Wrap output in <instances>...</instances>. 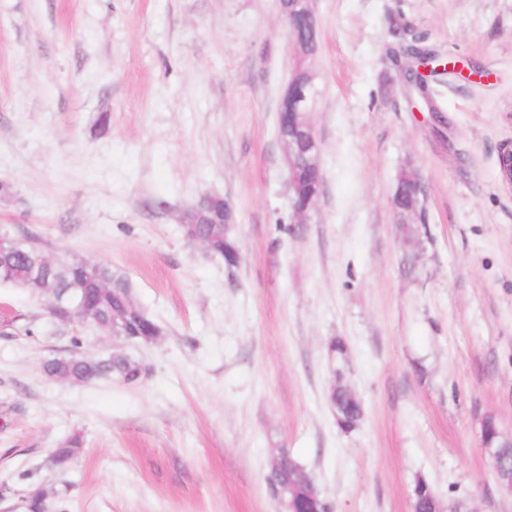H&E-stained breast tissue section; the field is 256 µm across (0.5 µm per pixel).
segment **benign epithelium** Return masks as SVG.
Listing matches in <instances>:
<instances>
[{"label":"benign epithelium","instance_id":"7a95c632","mask_svg":"<svg viewBox=\"0 0 512 512\" xmlns=\"http://www.w3.org/2000/svg\"><path fill=\"white\" fill-rule=\"evenodd\" d=\"M279 14L287 26L294 55L293 70L281 94L280 110L288 113V126L304 133L316 146L318 137L309 119L318 97L315 75L311 69V61L318 51L317 21L311 0H280ZM284 151L288 185H297L303 179V168L296 160L291 145L284 146ZM499 173L501 181L512 188L511 143L500 147ZM399 191L408 199V203L402 206L395 203L393 208L398 212L397 223L404 230L407 225L414 223L418 215L419 185L414 176L404 177ZM480 434L494 470L499 473L498 484L512 492V461L505 453V449L512 447V435L504 434L491 417L482 420Z\"/></svg>","mask_w":512,"mask_h":512}]
</instances>
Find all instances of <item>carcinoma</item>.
I'll list each match as a JSON object with an SVG mask.
<instances>
[{
  "instance_id": "obj_1",
  "label": "carcinoma",
  "mask_w": 512,
  "mask_h": 512,
  "mask_svg": "<svg viewBox=\"0 0 512 512\" xmlns=\"http://www.w3.org/2000/svg\"><path fill=\"white\" fill-rule=\"evenodd\" d=\"M296 149L306 163V178L292 188L295 204L304 205L311 196L319 197L323 188L321 163L315 158L308 143L299 139ZM186 239H196L207 247V252L219 256L228 267L238 264L240 254L236 241L224 231V198L210 196L198 202L194 210L188 212L182 225ZM12 236L26 241V246L15 247L0 244V285L20 287L24 281L25 293L49 305L58 295L67 291L78 297L84 323L112 333V323L119 322L125 329L129 341L151 343L160 334V326L149 316L142 314L133 298V286L121 272L107 263L91 262L82 258H56L52 263L44 261L46 253L35 239L18 231ZM71 327V324L46 317L41 322L37 318H21L15 323L17 333L33 336L38 332L55 333ZM46 375L53 380L72 384L89 385L99 380L116 379L124 384L139 383L144 374L143 364L122 351H111L99 356H89L81 350L78 337H71V348L46 358L43 362ZM345 386L342 374L335 372L334 389L330 399L338 417L353 426L363 415V405L349 399L342 390ZM84 441L80 434L58 443L48 459L55 471L66 470ZM300 469L293 460L273 461L266 480L271 485L288 486L298 479ZM24 486L26 512H44L45 490L32 479L29 473L20 475Z\"/></svg>"
}]
</instances>
